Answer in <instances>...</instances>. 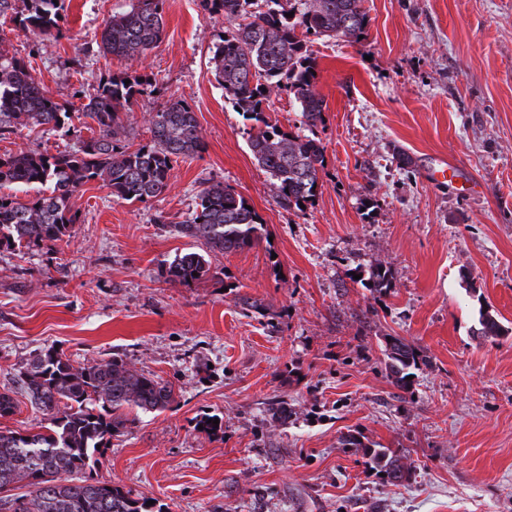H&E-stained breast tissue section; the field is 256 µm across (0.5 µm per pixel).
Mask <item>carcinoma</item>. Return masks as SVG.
<instances>
[{"instance_id": "obj_1", "label": "carcinoma", "mask_w": 512, "mask_h": 512, "mask_svg": "<svg viewBox=\"0 0 512 512\" xmlns=\"http://www.w3.org/2000/svg\"><path fill=\"white\" fill-rule=\"evenodd\" d=\"M265 2L266 10L257 8ZM18 24L35 35L66 34V0H24ZM224 15V34L212 62L215 78L253 125L249 145L257 164L273 179L275 196L285 209L313 205L322 184L325 149L315 136L284 131L266 114L272 94L292 95L308 131L324 120L325 101L317 89V62L308 53L309 37L359 40L369 23L361 0H204ZM294 12L289 17L287 13ZM164 33L163 0H135L130 10L107 19L95 40L97 53L117 57L143 55ZM130 83H125V80ZM145 74L112 73L100 79L95 93L77 110L64 94L47 91L25 63L0 51V135L16 128H60L72 113L96 125L98 134L72 150L50 155L21 150L0 156V188L50 185L48 195L24 200L0 194V248L22 242L57 244L71 237L78 223L73 197L84 184L102 179L112 194L130 203H146L169 185L180 157L200 154L205 142L196 113L177 99L148 114L151 141L136 149L122 144L128 135L132 103L147 93ZM192 216L175 225L184 237L202 239L211 250L231 253L252 245L262 220L232 188L216 183L203 188ZM210 273L209 261L187 252L166 270L180 284L200 281ZM369 286L391 287L389 271L377 265ZM482 336H501L508 329L490 313L481 314ZM388 369L406 387L407 369L417 353L399 338L387 349ZM22 375L31 406L49 416L50 427L22 435L0 431V512H151L147 500L109 482L72 475L86 470L112 433L123 426L122 411L135 407L159 411L174 401L173 387L149 377L121 359L75 366L63 353L49 349ZM365 455L384 468L392 483L406 479L399 456L389 448H367ZM26 482L29 491L6 495L5 489Z\"/></svg>"}]
</instances>
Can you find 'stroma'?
I'll use <instances>...</instances> for the list:
<instances>
[{
    "label": "stroma",
    "instance_id": "1",
    "mask_svg": "<svg viewBox=\"0 0 512 512\" xmlns=\"http://www.w3.org/2000/svg\"><path fill=\"white\" fill-rule=\"evenodd\" d=\"M130 3L69 0L59 41L0 17V49L75 107L101 75H150L131 148L151 140L146 113L174 98L206 142L178 159L163 195L131 204L96 179L74 198L69 242L0 249V393L16 401L0 431L46 425L19 378L46 349L77 366L119 356L177 397L127 413L88 471L159 512H512V0H362L363 40L309 42L326 163L301 210L279 206L250 121L215 79L224 18L202 0H165L164 36L144 56L74 70ZM90 135L80 123L19 128L0 136V155H55ZM443 160L457 177L432 181ZM214 183L261 216L252 248L221 253L174 232ZM192 251L208 278L167 282L165 267ZM378 262L392 275L384 293L362 281ZM485 309L510 334L478 335ZM393 337L421 357L405 390L386 369ZM208 418L221 430L201 432ZM367 446L399 450L408 479L367 466Z\"/></svg>",
    "mask_w": 512,
    "mask_h": 512
}]
</instances>
